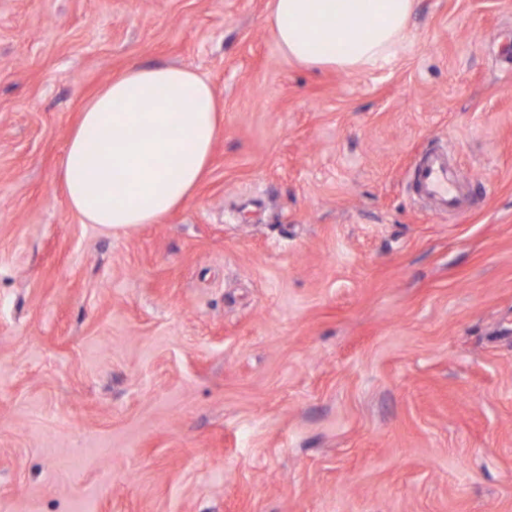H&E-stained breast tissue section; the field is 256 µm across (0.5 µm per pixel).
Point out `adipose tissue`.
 Masks as SVG:
<instances>
[{"label":"adipose tissue","instance_id":"obj_1","mask_svg":"<svg viewBox=\"0 0 512 512\" xmlns=\"http://www.w3.org/2000/svg\"><path fill=\"white\" fill-rule=\"evenodd\" d=\"M279 50L315 69L354 70L393 57L416 0H270ZM150 110H142L144 96ZM224 106L194 70L134 65L82 109L61 161L70 209L119 234L159 223L195 193L223 128Z\"/></svg>","mask_w":512,"mask_h":512}]
</instances>
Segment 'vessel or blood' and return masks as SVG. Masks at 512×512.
<instances>
[{
    "label": "vessel or blood",
    "instance_id": "obj_1",
    "mask_svg": "<svg viewBox=\"0 0 512 512\" xmlns=\"http://www.w3.org/2000/svg\"><path fill=\"white\" fill-rule=\"evenodd\" d=\"M410 188L414 194L429 199L439 211L464 210L456 182L448 170L447 150L434 151L424 158L411 174Z\"/></svg>",
    "mask_w": 512,
    "mask_h": 512
}]
</instances>
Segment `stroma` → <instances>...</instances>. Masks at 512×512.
<instances>
[{
  "mask_svg": "<svg viewBox=\"0 0 512 512\" xmlns=\"http://www.w3.org/2000/svg\"><path fill=\"white\" fill-rule=\"evenodd\" d=\"M269 0H0V512H512V0H417L388 62L285 58ZM136 63L224 102L194 196L68 207ZM453 155L471 205L410 190ZM410 188L414 194L429 199L441 212L465 211L456 182L448 170V151L445 149L430 153L413 170Z\"/></svg>",
  "mask_w": 512,
  "mask_h": 512,
  "instance_id": "1",
  "label": "stroma"
}]
</instances>
